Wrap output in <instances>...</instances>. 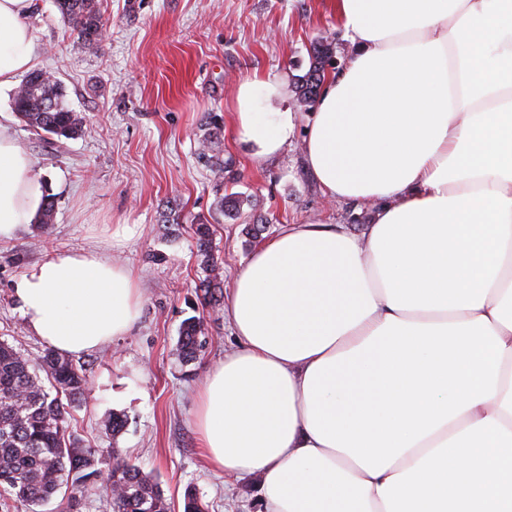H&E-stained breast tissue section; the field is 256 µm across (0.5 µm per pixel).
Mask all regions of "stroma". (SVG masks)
<instances>
[{
	"instance_id": "1",
	"label": "stroma",
	"mask_w": 512,
	"mask_h": 512,
	"mask_svg": "<svg viewBox=\"0 0 512 512\" xmlns=\"http://www.w3.org/2000/svg\"><path fill=\"white\" fill-rule=\"evenodd\" d=\"M105 20L97 45L86 46L63 24L53 0H37L31 24L39 69L61 81L83 133L56 142L33 135L0 91V124L30 154L57 200L51 228L27 225L0 240V340L30 357L45 349L27 330L13 297L16 280L49 250L93 248L128 264L140 276L143 309L126 335L101 350L75 357L90 394L74 410L71 430L84 445L118 448L159 480L177 500L195 485L209 512H259V480L225 482L213 471L194 428L196 389L208 368L235 345L223 310L202 307L192 218L210 222L225 281H232L260 241L283 225L371 223L368 205L329 200L304 161L309 107L294 84L311 65V45L333 49V65L348 60L350 42L330 0H99ZM281 85L280 97L262 101L265 112H293L295 128L282 154L253 160L225 128L221 156L234 180L227 190L247 196L238 217H214L213 171L197 156L203 113L231 114L240 82L250 77ZM185 222L165 223L174 201ZM272 224L261 239L246 233L259 217ZM136 224L140 234L113 251V225ZM204 316L206 345L194 362L178 350L179 329ZM120 414L125 430L105 424Z\"/></svg>"
}]
</instances>
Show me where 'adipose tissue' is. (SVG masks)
<instances>
[{
    "label": "adipose tissue",
    "mask_w": 512,
    "mask_h": 512,
    "mask_svg": "<svg viewBox=\"0 0 512 512\" xmlns=\"http://www.w3.org/2000/svg\"><path fill=\"white\" fill-rule=\"evenodd\" d=\"M36 0H0V89L35 65ZM349 63L307 120L332 200L362 234L291 224L224 302L236 347L195 420L211 466L257 476L260 512H512V0H332ZM245 79L235 131L258 160L293 124ZM47 186L0 125V240ZM33 336L80 355L140 318L137 277L96 250L50 251L15 287Z\"/></svg>",
    "instance_id": "adipose-tissue-1"
}]
</instances>
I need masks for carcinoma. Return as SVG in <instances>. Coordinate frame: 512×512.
<instances>
[{
	"instance_id": "1",
	"label": "carcinoma",
	"mask_w": 512,
	"mask_h": 512,
	"mask_svg": "<svg viewBox=\"0 0 512 512\" xmlns=\"http://www.w3.org/2000/svg\"><path fill=\"white\" fill-rule=\"evenodd\" d=\"M62 21L89 45L102 38L104 22L98 0H54ZM312 64L296 86L305 104L314 102L325 78L324 64L332 57L329 45L317 41L311 48ZM12 108L24 125L38 134L74 139L83 121L67 100L60 81L49 71L30 73L12 96ZM207 133L200 143L199 157L210 164L217 176L215 210L237 216L244 199L222 194L224 160L218 144L224 132L223 116L206 112ZM55 196L46 198L37 223L47 228L54 223ZM197 253L205 273L199 281L204 305L217 308L223 303V266L212 249L211 225L194 221ZM205 324L191 317L181 327L178 351L186 362L196 359L203 347ZM88 380L72 359L51 349L36 361L21 349L0 341V492H6L25 507H38L61 497V512H80L86 493L97 486L101 466H110L105 493L112 512H169L159 484L139 465L127 460L118 449L88 448L68 432L72 411L84 399ZM183 512H207L196 490L184 494Z\"/></svg>"
}]
</instances>
